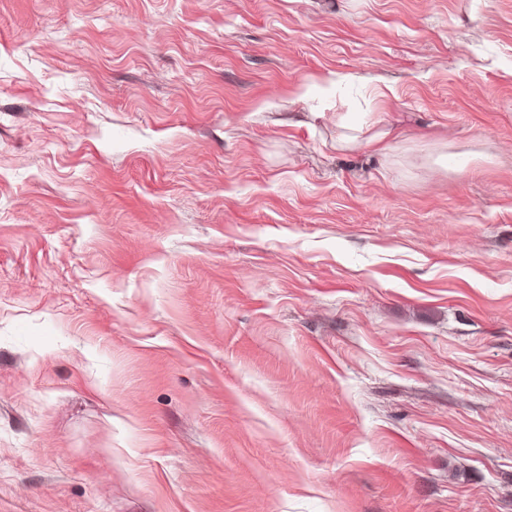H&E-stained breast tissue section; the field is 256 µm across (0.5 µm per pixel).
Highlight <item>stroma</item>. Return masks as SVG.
Here are the masks:
<instances>
[{
  "instance_id": "stroma-1",
  "label": "stroma",
  "mask_w": 512,
  "mask_h": 512,
  "mask_svg": "<svg viewBox=\"0 0 512 512\" xmlns=\"http://www.w3.org/2000/svg\"><path fill=\"white\" fill-rule=\"evenodd\" d=\"M0 512H512V0H0Z\"/></svg>"
}]
</instances>
